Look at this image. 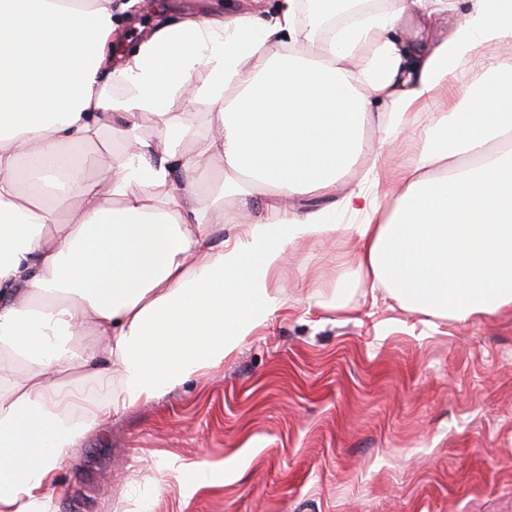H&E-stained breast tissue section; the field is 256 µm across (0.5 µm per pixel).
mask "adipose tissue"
I'll return each instance as SVG.
<instances>
[{
	"label": "adipose tissue",
	"mask_w": 512,
	"mask_h": 512,
	"mask_svg": "<svg viewBox=\"0 0 512 512\" xmlns=\"http://www.w3.org/2000/svg\"><path fill=\"white\" fill-rule=\"evenodd\" d=\"M444 3L281 0L267 19L161 18L133 43L129 0H0V512H56L89 432L219 366L287 310L276 276L303 243L348 232L372 291L408 310L466 321L512 308V70L487 66L428 109L482 49L512 47V0H472L420 40ZM197 102L218 115L202 138L181 114ZM140 112L160 137L138 133ZM117 114L118 166L90 178L67 165L65 148ZM369 128L381 139L362 181L298 209L349 176ZM413 130L414 154L396 162L388 143ZM211 159L226 187L207 194L195 174ZM340 211L360 223L337 224Z\"/></svg>",
	"instance_id": "ef3b65f1"
}]
</instances>
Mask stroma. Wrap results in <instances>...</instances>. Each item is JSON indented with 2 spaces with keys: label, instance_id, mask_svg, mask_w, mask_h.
<instances>
[{
  "label": "stroma",
  "instance_id": "obj_1",
  "mask_svg": "<svg viewBox=\"0 0 512 512\" xmlns=\"http://www.w3.org/2000/svg\"><path fill=\"white\" fill-rule=\"evenodd\" d=\"M356 251L339 233L291 254L288 311L84 439L58 512H512V311L458 322L373 299ZM200 460L220 484L181 489L177 469Z\"/></svg>",
  "mask_w": 512,
  "mask_h": 512
}]
</instances>
